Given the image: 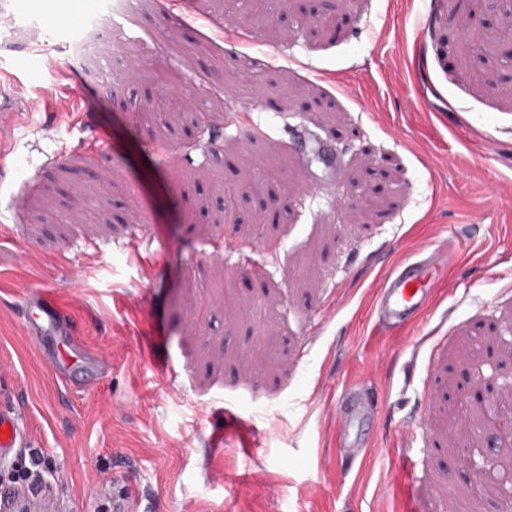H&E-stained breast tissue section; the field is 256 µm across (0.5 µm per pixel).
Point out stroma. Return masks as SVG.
I'll list each match as a JSON object with an SVG mask.
<instances>
[{
    "instance_id": "35a3bbf8",
    "label": "stroma",
    "mask_w": 512,
    "mask_h": 512,
    "mask_svg": "<svg viewBox=\"0 0 512 512\" xmlns=\"http://www.w3.org/2000/svg\"><path fill=\"white\" fill-rule=\"evenodd\" d=\"M98 2L0 0V32L29 29L0 42L6 90L32 106L0 146V407L46 483L74 512L122 492L146 512H448L473 337L492 341L481 376L512 389L504 11L254 0L237 25V0H139L99 67L68 49ZM473 15L492 50L466 49ZM250 66L264 106L246 114ZM172 88L177 116L146 113ZM133 240L155 264L130 261ZM451 241L419 319L385 333L384 279ZM33 281L105 364L55 376L21 310ZM358 383L380 409L349 460L336 403Z\"/></svg>"
}]
</instances>
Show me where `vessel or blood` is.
<instances>
[{"label": "vessel or blood", "instance_id": "1", "mask_svg": "<svg viewBox=\"0 0 512 512\" xmlns=\"http://www.w3.org/2000/svg\"><path fill=\"white\" fill-rule=\"evenodd\" d=\"M449 260V253L436 251L386 279L380 288L379 324L390 331L417 320L426 299L439 284L434 270L448 266ZM23 308L30 335L41 339L54 337L55 342L46 348L45 357L59 378H66L73 364L95 358V351L74 342L71 331L61 328L64 312L40 286L29 285L23 296ZM369 407V402L360 398L357 389H349L344 400L336 406V419L339 424H348L353 411ZM28 444L14 413L1 408L0 465L12 466L17 448ZM63 509V503L51 487L33 480L15 485L9 497L0 499V512H63Z\"/></svg>", "mask_w": 512, "mask_h": 512}]
</instances>
